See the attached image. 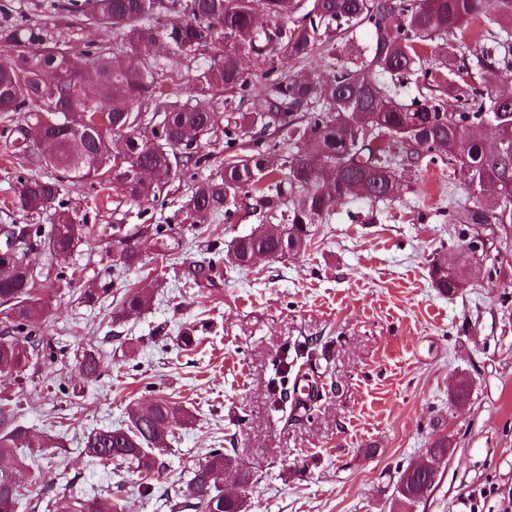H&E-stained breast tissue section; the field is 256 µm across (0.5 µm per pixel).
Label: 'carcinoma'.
Here are the masks:
<instances>
[{"label":"carcinoma","instance_id":"obj_1","mask_svg":"<svg viewBox=\"0 0 512 512\" xmlns=\"http://www.w3.org/2000/svg\"><path fill=\"white\" fill-rule=\"evenodd\" d=\"M89 24L112 29L119 48L107 54L60 43L48 35L18 26L0 28V45L13 53L0 65V112L15 118L3 130L6 142L34 167L52 168L55 177L31 176L19 181L12 205L30 214L53 211V222L19 227L27 243L67 261L94 232L87 218L65 206L68 183L110 184L125 199L140 203L158 198L163 188L189 164L206 161L201 144L211 139L224 119L228 145L251 136L249 153L230 154L223 169L192 187L181 206L193 228L210 216L229 220L257 203L283 224L277 234L267 224L235 238L224 256L208 266L194 265V283L211 281L218 269L254 267L266 253L282 257L307 249L316 226L336 202L354 190L370 202L393 199L402 175L435 161L444 151L459 166L468 184L493 183L499 191L490 201L448 212L450 224L512 225V92L475 82L459 45L448 36L492 12L512 23V0H70ZM177 20L163 22L162 15ZM285 16L293 26L260 27L257 14ZM442 40L438 55L428 59L419 46ZM257 59L281 54L296 61L319 55L326 63L317 81L279 75L266 95L244 112L218 116L216 96L247 91L243 53ZM482 68L512 77V33L494 35L477 55ZM192 67L197 92L182 100L170 86L172 65ZM412 80L430 94L404 104L398 87ZM457 102L455 111L443 99ZM152 103V112L140 109ZM158 255L182 246L172 227L155 226ZM112 239L123 263L136 260L134 235L112 225ZM487 254L462 251L457 245L431 261L430 278L439 292L455 296L466 286L451 278L452 261L460 258L480 268ZM146 287L126 292L119 317L148 308ZM46 299L37 275L24 267L0 280V375L18 373L37 361L50 344L37 335L45 321ZM24 335L20 344L17 335ZM83 381L101 376L98 350L86 345L74 353ZM18 401L0 400V460L19 469L57 466L48 439L34 445L20 421ZM190 413L158 395L128 412L127 421L102 426L85 435L83 453L103 467H127L143 475L141 487L151 493L160 457L169 451L177 427ZM40 456H35L33 447ZM236 470L241 484L253 475L240 467L227 448H212L191 472L174 512H246V500L228 497L217 482ZM437 475L413 465L400 476L395 497L400 512L418 500L415 489L434 487ZM20 487L0 472V512H15ZM43 512H123L114 493L95 497L44 495Z\"/></svg>","mask_w":512,"mask_h":512}]
</instances>
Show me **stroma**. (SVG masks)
I'll use <instances>...</instances> for the list:
<instances>
[{
    "label": "stroma",
    "mask_w": 512,
    "mask_h": 512,
    "mask_svg": "<svg viewBox=\"0 0 512 512\" xmlns=\"http://www.w3.org/2000/svg\"><path fill=\"white\" fill-rule=\"evenodd\" d=\"M68 0H0V26L45 29L59 41L111 51V30L85 24ZM247 96L229 94L220 114L242 112L262 97L267 72L315 78L317 59L244 55ZM209 158L196 173L178 174L160 198L144 204L118 191L95 196L74 184L64 200L98 233L81 245L60 284L48 251L32 261L51 300L42 328L67 358L0 376V399L22 404L35 435L59 440L60 465L20 476L27 502L46 490L106 499L122 488L125 512H171L191 470L208 449H234L254 482L241 494L248 512H394L396 483L435 440L449 453L438 482L413 512H512V246L491 251L465 294L447 296L429 276L432 258L460 244L449 205L471 206L474 192L447 154L413 172L394 199L350 197L318 225L305 252L224 272L194 284L190 263L207 264L238 236L265 223L247 217L183 223L180 208L195 180L216 174L228 150L223 135L204 144ZM22 154L0 137V224L46 223L11 209L13 190L30 177ZM136 230L139 256L121 264L112 225ZM172 225L182 252L160 260L154 227ZM150 286V309L117 318L126 291ZM108 289L97 303L86 292ZM199 338L187 352L172 339L185 326ZM91 344L103 355L102 375L85 384L72 352ZM296 360L315 384L310 407L273 410L274 362ZM468 379L466 402L452 394ZM166 395L192 420L164 453L151 494L138 473L104 469L81 452L92 428L114 425L127 409Z\"/></svg>",
    "instance_id": "35a3bbf8"
}]
</instances>
